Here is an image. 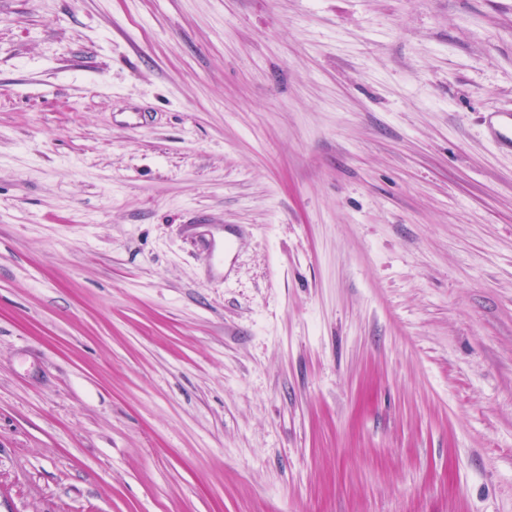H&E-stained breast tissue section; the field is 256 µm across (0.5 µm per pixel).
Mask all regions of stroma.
Returning a JSON list of instances; mask_svg holds the SVG:
<instances>
[{"label": "stroma", "instance_id": "35a3bbf8", "mask_svg": "<svg viewBox=\"0 0 512 512\" xmlns=\"http://www.w3.org/2000/svg\"><path fill=\"white\" fill-rule=\"evenodd\" d=\"M512 0H0V512H512ZM490 127L494 141L508 149H512V113L498 112L490 116Z\"/></svg>", "mask_w": 512, "mask_h": 512}]
</instances>
